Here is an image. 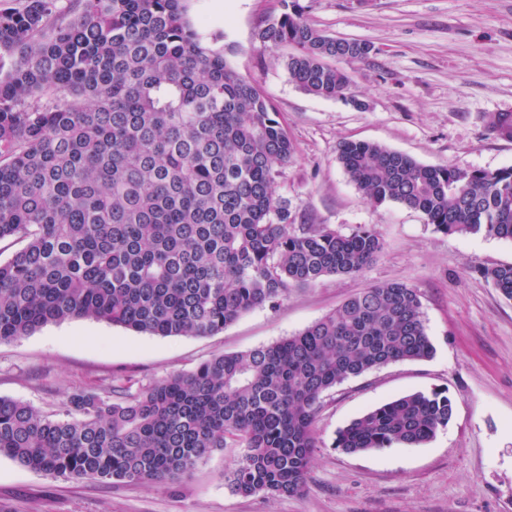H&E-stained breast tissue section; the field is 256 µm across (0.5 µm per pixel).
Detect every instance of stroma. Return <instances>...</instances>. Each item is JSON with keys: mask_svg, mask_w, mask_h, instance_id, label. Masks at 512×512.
Returning a JSON list of instances; mask_svg holds the SVG:
<instances>
[{"mask_svg": "<svg viewBox=\"0 0 512 512\" xmlns=\"http://www.w3.org/2000/svg\"><path fill=\"white\" fill-rule=\"evenodd\" d=\"M311 26L367 42L341 61L353 80L322 99L291 81L258 26L281 0H190L192 21L223 32L219 48L271 102L296 152L277 192L299 224L347 234L374 228L384 241L355 276L291 289L280 306L252 309L209 336L160 337L89 319L49 325L0 344V397L59 411L72 393L110 395L116 379L145 385L213 356L295 335L374 283L418 289L433 358L395 362L326 392L304 491L241 496L226 476L236 453L201 461L175 485L102 484L31 471L0 457V512H512V299L481 269L512 264V240L447 235L417 210L370 204L336 159L342 140L382 144L433 166L512 167V141L491 121L512 113V0H290ZM446 391L448 425L423 446L364 454L333 448L337 431L403 394Z\"/></svg>", "mask_w": 512, "mask_h": 512, "instance_id": "stroma-1", "label": "stroma"}]
</instances>
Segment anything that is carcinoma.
I'll return each instance as SVG.
<instances>
[{"instance_id":"obj_1","label":"carcinoma","mask_w":512,"mask_h":512,"mask_svg":"<svg viewBox=\"0 0 512 512\" xmlns=\"http://www.w3.org/2000/svg\"><path fill=\"white\" fill-rule=\"evenodd\" d=\"M0 3V343L73 318L162 337L207 336L292 288L360 274L383 249L373 229L297 224L276 192L294 144L276 112L212 47L221 34L188 0ZM286 48L291 80L324 99L351 76L330 64L370 53L297 11L259 25ZM493 132L512 140V114ZM337 159L374 206L422 212L446 234L512 240V167L431 166L345 140ZM483 276L512 299V264ZM433 355L417 289L375 284L302 332L215 356L136 390L76 392L46 415L0 397V456L52 477L173 483L213 451L237 448L227 486L301 493L324 393L384 365ZM452 400L415 391L337 432L362 453L427 444Z\"/></svg>"}]
</instances>
